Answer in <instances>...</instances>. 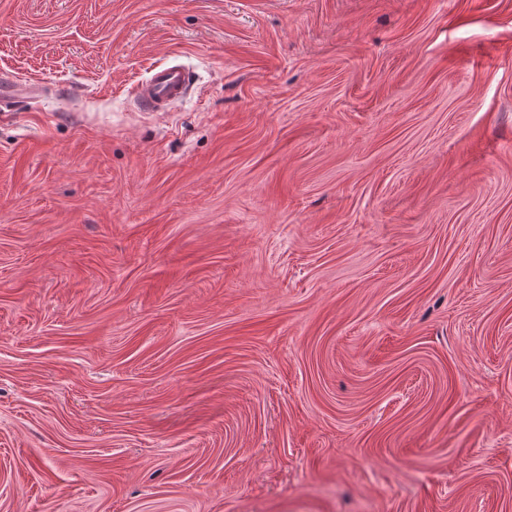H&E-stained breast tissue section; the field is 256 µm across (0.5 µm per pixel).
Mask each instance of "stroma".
Wrapping results in <instances>:
<instances>
[{
    "label": "stroma",
    "instance_id": "1",
    "mask_svg": "<svg viewBox=\"0 0 512 512\" xmlns=\"http://www.w3.org/2000/svg\"><path fill=\"white\" fill-rule=\"evenodd\" d=\"M2 75L0 512H512V0H0ZM189 73L180 64L156 68L135 91L137 99L150 112H168L185 95Z\"/></svg>",
    "mask_w": 512,
    "mask_h": 512
}]
</instances>
